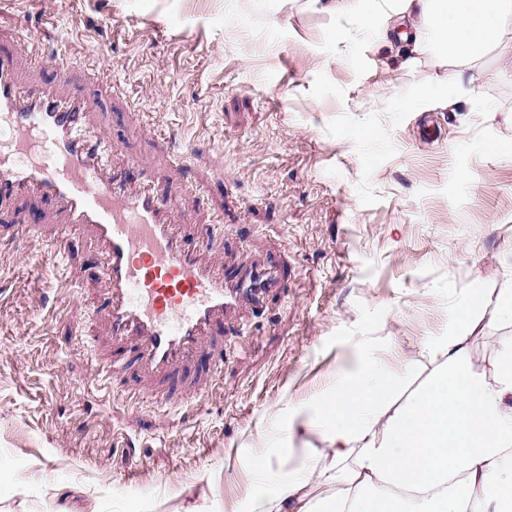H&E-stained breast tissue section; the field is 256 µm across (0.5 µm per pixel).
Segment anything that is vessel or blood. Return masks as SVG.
I'll use <instances>...</instances> for the list:
<instances>
[{
  "label": "vessel or blood",
  "mask_w": 512,
  "mask_h": 512,
  "mask_svg": "<svg viewBox=\"0 0 512 512\" xmlns=\"http://www.w3.org/2000/svg\"><path fill=\"white\" fill-rule=\"evenodd\" d=\"M0 118L12 128L0 146V201L36 191L66 204L69 230L93 226L104 249L112 334L143 338V366L166 369L199 352L225 310L260 305L273 287L266 265L227 277L203 264L185 243L173 201L103 171L108 141L85 132L80 103L21 91L3 57Z\"/></svg>",
  "instance_id": "1"
}]
</instances>
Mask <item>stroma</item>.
Returning a JSON list of instances; mask_svg holds the SVG:
<instances>
[{
	"mask_svg": "<svg viewBox=\"0 0 512 512\" xmlns=\"http://www.w3.org/2000/svg\"><path fill=\"white\" fill-rule=\"evenodd\" d=\"M383 30L316 0H0L19 86L79 98L108 168L137 160L224 275L279 273L263 312L149 372L110 332L92 229L0 203V512H234L284 406L367 361L406 401L473 289L512 288V162L486 148L512 142V48L444 110L419 91L446 63L402 65Z\"/></svg>",
	"mask_w": 512,
	"mask_h": 512,
	"instance_id": "1",
	"label": "stroma"
}]
</instances>
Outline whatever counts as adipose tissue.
Masks as SVG:
<instances>
[{
	"mask_svg": "<svg viewBox=\"0 0 512 512\" xmlns=\"http://www.w3.org/2000/svg\"><path fill=\"white\" fill-rule=\"evenodd\" d=\"M323 12L358 8L410 22L411 51L453 61L447 81L423 93L455 103L463 75L512 42V0H319ZM439 366L404 404L372 364L358 366L321 399L316 419L291 416L279 447L253 463L254 487L237 512H512V344L488 382L453 333L428 343ZM319 431L326 445L293 460L292 442Z\"/></svg>",
	"mask_w": 512,
	"mask_h": 512,
	"instance_id": "ef3b65f1",
	"label": "adipose tissue"
}]
</instances>
